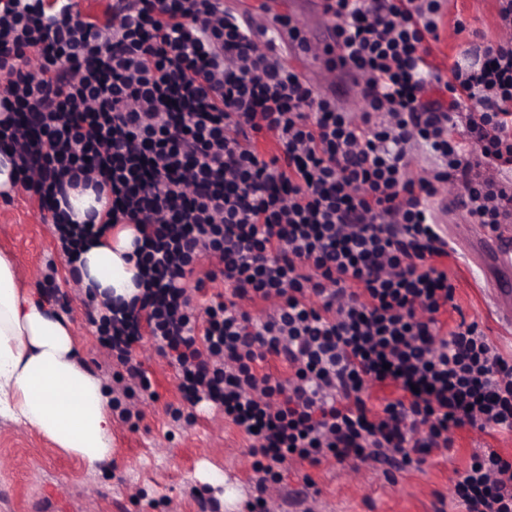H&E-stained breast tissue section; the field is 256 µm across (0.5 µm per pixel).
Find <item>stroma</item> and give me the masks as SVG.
<instances>
[{"mask_svg":"<svg viewBox=\"0 0 512 512\" xmlns=\"http://www.w3.org/2000/svg\"><path fill=\"white\" fill-rule=\"evenodd\" d=\"M463 23L455 31V23ZM502 35L498 0H446L441 36L428 58L431 67L475 63L483 40ZM448 276L467 320L477 322L507 355L512 330L501 327L486 299V279L461 245H454ZM0 252L13 257L19 283L44 296L46 275L61 289L73 288L70 265L44 220L38 199L26 193L0 201ZM70 322L80 365L100 379L112 396L120 386L101 348L98 326L81 301L63 308ZM136 357L151 382L153 398L136 402L131 422L112 418V457L90 468L61 452L36 429L0 415V512H246L252 487L249 441L221 412L207 403L182 399L173 366L150 337L136 346ZM448 459L422 470L402 472L384 464L359 469L325 463L308 468L288 461L274 495L276 512H437L440 497L453 494L454 469L465 467L475 451L498 449L512 455V439L463 432Z\"/></svg>","mask_w":512,"mask_h":512,"instance_id":"35a3bbf8","label":"stroma"}]
</instances>
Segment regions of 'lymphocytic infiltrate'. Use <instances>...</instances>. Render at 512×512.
Segmentation results:
<instances>
[{"instance_id":"obj_1","label":"lymphocytic infiltrate","mask_w":512,"mask_h":512,"mask_svg":"<svg viewBox=\"0 0 512 512\" xmlns=\"http://www.w3.org/2000/svg\"><path fill=\"white\" fill-rule=\"evenodd\" d=\"M360 118L259 44L219 0H0V152L51 215L65 258L111 225L139 231L141 297L101 316L126 399L150 385L133 345L150 334L185 402L246 434L256 501L287 459L444 460L456 431L512 434V356L449 320L448 238L430 201L458 188L469 223H512V40L476 67H428L442 0H327ZM438 99L428 100L429 89ZM422 147L432 168L410 173ZM108 193L69 224L66 187ZM222 281L196 309L199 257ZM272 303L264 320L248 302ZM287 363L279 380L261 372ZM386 391L379 407L364 383ZM463 512H512V457L454 470ZM208 267V261L204 258L200 259L195 263L193 273L188 275L187 279L184 281V286L188 294H190L199 305H203L211 294L223 292L224 290V284L221 281H216L215 283L207 282L206 288H203L202 291L196 290L197 280L204 277V272Z\"/></svg>"}]
</instances>
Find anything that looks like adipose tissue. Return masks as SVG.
<instances>
[{
	"label": "adipose tissue",
	"mask_w": 512,
	"mask_h": 512,
	"mask_svg": "<svg viewBox=\"0 0 512 512\" xmlns=\"http://www.w3.org/2000/svg\"><path fill=\"white\" fill-rule=\"evenodd\" d=\"M136 228L118 224L81 253L83 286L100 301L138 294L128 256ZM0 412L35 426L57 448L89 466L112 455V416L99 380L81 368L69 321L21 288L13 261L0 255Z\"/></svg>",
	"instance_id": "ef3b65f1"
}]
</instances>
